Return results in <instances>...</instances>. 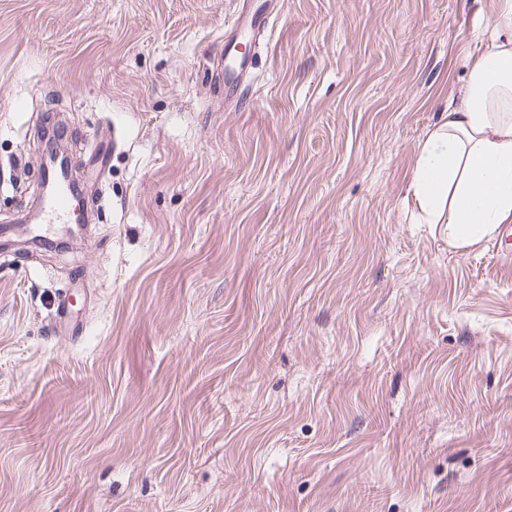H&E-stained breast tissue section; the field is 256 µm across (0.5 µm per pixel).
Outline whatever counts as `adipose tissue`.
<instances>
[{
    "label": "adipose tissue",
    "instance_id": "adipose-tissue-1",
    "mask_svg": "<svg viewBox=\"0 0 512 512\" xmlns=\"http://www.w3.org/2000/svg\"><path fill=\"white\" fill-rule=\"evenodd\" d=\"M487 24L490 47L469 59L464 91L417 145L405 196L454 251L512 221V0H498Z\"/></svg>",
    "mask_w": 512,
    "mask_h": 512
}]
</instances>
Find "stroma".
I'll return each mask as SVG.
<instances>
[{"label":"stroma","mask_w":512,"mask_h":512,"mask_svg":"<svg viewBox=\"0 0 512 512\" xmlns=\"http://www.w3.org/2000/svg\"><path fill=\"white\" fill-rule=\"evenodd\" d=\"M277 2L241 104L264 0H0V512H512V261L404 204L496 0ZM234 37L230 32L228 35L224 34V90L227 95L243 97L246 83L250 77L251 72L248 69L249 62L245 63L243 59H237L232 54L234 44L230 41ZM225 58H229V62L225 65ZM44 208L51 217L62 219L64 224H73L77 218L73 200L65 192L48 198L44 202Z\"/></svg>","instance_id":"stroma-1"}]
</instances>
